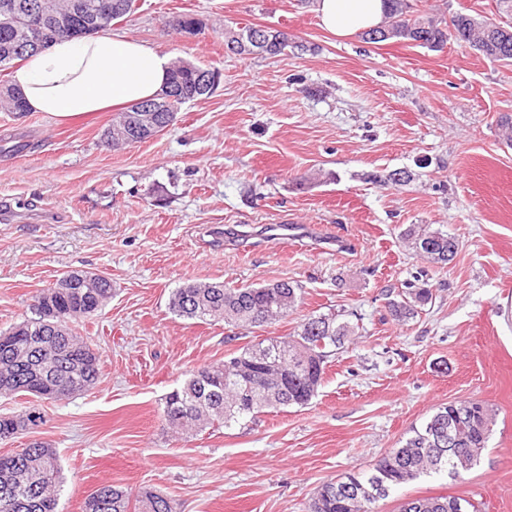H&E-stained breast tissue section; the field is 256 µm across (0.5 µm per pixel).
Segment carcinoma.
I'll use <instances>...</instances> for the list:
<instances>
[{
	"mask_svg": "<svg viewBox=\"0 0 512 512\" xmlns=\"http://www.w3.org/2000/svg\"><path fill=\"white\" fill-rule=\"evenodd\" d=\"M38 2L0 0V14L7 10L24 18L28 5ZM384 3V22L362 34L366 42L406 41L440 50L452 38L488 58L512 63V26L462 12L453 13L447 22H438L414 14L408 0ZM258 30V26L226 29L224 45H239ZM263 36L262 44H254L250 50L234 49L232 53L276 56L289 47L307 50V46L289 41L288 35L278 30L266 29ZM198 72L208 73L210 69L197 66L187 72L176 65L170 81L179 82L184 97L199 99L208 92L200 90ZM497 129L500 140L512 146V115L499 116ZM404 239L417 254L433 263L452 261L459 248L448 232L427 225H410ZM110 299V281L100 288H89L78 281L66 292L42 290L36 297L34 317L0 330V392L29 394L43 400L65 379L74 385L69 392L71 398L93 388L99 378V358L83 338L73 334L69 322L95 316ZM431 299L432 290L424 281L417 288L407 286L399 298L387 302V308L394 319L403 321L414 317L417 307ZM300 300L301 288L288 281L240 288L222 282L190 283L172 293L170 309L188 319L259 328L287 316ZM353 332L354 326L337 314L309 315L297 334L263 340L267 351L262 358L256 357V344L218 367L203 365L191 370L184 384L165 397L162 418L170 430L183 435L306 405L321 384L332 349L343 347ZM459 413L463 414L465 437L453 446L432 443L433 428H448V420ZM42 420L35 406L18 414H1L0 440ZM491 424L489 409L482 403L458 401L440 407L370 470L350 472L323 483L311 499L310 512H371V504L422 475L445 473L458 478L477 463L486 448ZM60 486L55 449L39 443L0 455V512H58ZM470 507L472 504L464 498L437 496L409 499L400 512H472ZM83 512H177V507L161 493L146 491L133 501L122 488L105 484L102 494L85 499Z\"/></svg>",
	"mask_w": 512,
	"mask_h": 512,
	"instance_id": "obj_1",
	"label": "carcinoma"
}]
</instances>
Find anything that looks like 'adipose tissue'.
<instances>
[{"mask_svg": "<svg viewBox=\"0 0 512 512\" xmlns=\"http://www.w3.org/2000/svg\"><path fill=\"white\" fill-rule=\"evenodd\" d=\"M320 25L344 39L381 25L383 0H315ZM173 59L149 44L112 34L60 40L27 57L13 85L28 107L59 120L155 98Z\"/></svg>", "mask_w": 512, "mask_h": 512, "instance_id": "obj_1", "label": "adipose tissue"}]
</instances>
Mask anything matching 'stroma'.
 I'll return each mask as SVG.
<instances>
[{
  "mask_svg": "<svg viewBox=\"0 0 512 512\" xmlns=\"http://www.w3.org/2000/svg\"><path fill=\"white\" fill-rule=\"evenodd\" d=\"M434 18L463 11L512 23L498 0H411ZM192 16L191 31L173 20ZM287 32L308 50L238 56L228 28ZM112 30L174 59L219 70L209 96L169 129L112 150V112L58 123L0 110V330L33 315L37 294L71 270L112 281L111 301L74 329L100 357L88 392L42 404L43 422L0 454L55 448L59 512H82L109 483L151 489L179 512H308L319 486L365 470L439 406L486 403L495 423L461 478L423 476L372 504L460 496L512 512V66L448 42L336 40L312 0H136ZM394 170L407 183L380 187ZM273 224L293 226L270 242ZM412 224L459 242L448 264L402 240ZM426 275L433 298L406 321L387 292ZM293 281L302 302L263 328L203 323L169 308L188 283ZM352 312L355 334L329 357L304 406L183 438L162 419L185 373L285 336L305 315Z\"/></svg>",
  "mask_w": 512,
  "mask_h": 512,
  "instance_id": "1",
  "label": "stroma"
}]
</instances>
